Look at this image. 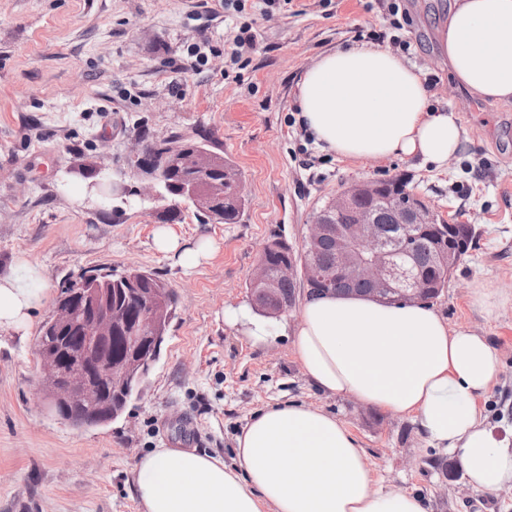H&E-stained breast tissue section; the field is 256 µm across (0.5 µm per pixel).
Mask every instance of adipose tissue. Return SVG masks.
I'll use <instances>...</instances> for the list:
<instances>
[{
  "label": "adipose tissue",
  "instance_id": "1",
  "mask_svg": "<svg viewBox=\"0 0 512 512\" xmlns=\"http://www.w3.org/2000/svg\"><path fill=\"white\" fill-rule=\"evenodd\" d=\"M439 41L452 77L471 95L512 101V0H455ZM296 96L300 124L343 160L440 165L466 143L453 112L432 105L422 73L380 46L319 56ZM153 243L186 270L214 251L207 239L184 246L163 226ZM48 299L39 266L18 257L15 272L0 275V332L27 328ZM291 334L293 356L316 390L410 417L477 492L512 486V442L495 436L480 406L498 368L486 337L451 328L426 303L330 294L304 303ZM132 474L141 512H428L421 495L374 478L336 414L295 400L255 412L234 436L232 462L156 448Z\"/></svg>",
  "mask_w": 512,
  "mask_h": 512
}]
</instances>
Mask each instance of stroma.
<instances>
[{
  "instance_id": "obj_1",
  "label": "stroma",
  "mask_w": 512,
  "mask_h": 512,
  "mask_svg": "<svg viewBox=\"0 0 512 512\" xmlns=\"http://www.w3.org/2000/svg\"><path fill=\"white\" fill-rule=\"evenodd\" d=\"M391 1L293 0L289 10L255 16V49L236 61L224 0H0V273L26 255L51 297L27 332L0 333V512H140L139 457L171 447L189 421L194 452L231 460L238 429L279 399L335 413L375 476L422 494L430 512H512L511 487L474 492L455 459L425 447L410 418L321 394L290 340L256 345L224 322L225 308L250 302L248 274L265 243L299 246L311 211L343 183L405 179L444 218L474 229L434 304L450 326L496 347L497 378L481 406L499 437L512 435V104L478 100L454 83L436 40L453 0L395 1L407 16V58L432 102L454 112L465 150L435 166L353 163L316 146L314 168L303 165L299 76L338 48L398 51ZM141 128L157 138L206 135L243 174L240 222L203 224L183 206L163 223L171 201L140 200L147 179L129 163ZM105 174L117 188L108 207L73 203L67 183ZM165 224L187 246L212 240V257L188 272L156 251L154 231ZM134 268L156 273L177 298L139 395L98 426L45 414L37 343L62 286ZM476 288L492 291L490 306L474 303Z\"/></svg>"
}]
</instances>
